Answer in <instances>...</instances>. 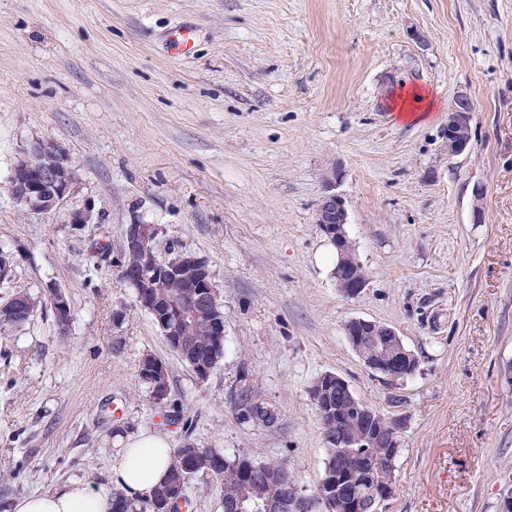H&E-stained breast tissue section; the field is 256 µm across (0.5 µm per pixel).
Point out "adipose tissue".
Wrapping results in <instances>:
<instances>
[{"label":"adipose tissue","instance_id":"1","mask_svg":"<svg viewBox=\"0 0 512 512\" xmlns=\"http://www.w3.org/2000/svg\"><path fill=\"white\" fill-rule=\"evenodd\" d=\"M172 454L165 437L139 434L125 441L123 452L108 472L107 487L94 490L71 481L50 492L21 497L8 512H112L111 487L123 489L133 501L146 498L166 477Z\"/></svg>","mask_w":512,"mask_h":512}]
</instances>
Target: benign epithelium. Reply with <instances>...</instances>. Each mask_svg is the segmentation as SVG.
Listing matches in <instances>:
<instances>
[{
    "instance_id": "7a95c632",
    "label": "benign epithelium",
    "mask_w": 512,
    "mask_h": 512,
    "mask_svg": "<svg viewBox=\"0 0 512 512\" xmlns=\"http://www.w3.org/2000/svg\"><path fill=\"white\" fill-rule=\"evenodd\" d=\"M474 102L466 95L457 96L448 107V153L463 152L470 141V115ZM76 181L75 165L69 154L53 141L33 139L21 150V156L8 178L13 198L35 214H45L57 209L69 196ZM347 208L343 197L327 187L321 197L316 224L335 245L339 261L334 275L338 288L348 296L357 294L365 285L357 270L346 257L349 242L343 227L347 224ZM158 227L138 222L128 225L123 241V253L132 261L120 266L121 278L140 289L136 294L139 306L149 313L169 347L192 357V371L200 381L206 380L211 366L205 358L192 350L188 340L189 328L198 324L208 311L217 308V300L210 273L196 257L182 254L172 259H162L156 250ZM169 281L181 283L180 295L167 297L161 289ZM52 303L56 315L57 332L67 336L70 332V305L59 290H52ZM36 305L28 298L14 294L0 301V327H18L34 314ZM210 316V315H208ZM211 335L217 337L216 345H223L224 317L210 316ZM345 335L353 349L361 352L364 346L371 348L372 357L364 359L365 365L381 374L390 382L398 381L406 372H413L417 359L407 351L396 331L388 326L365 320L352 319L345 324ZM140 372L149 382L151 393L163 399L168 393V374L165 365L152 355L145 356ZM317 383L336 391V403H323L319 414L323 416L328 438L338 448H361L363 438L359 430L346 429L342 414L348 409L352 395L344 379L333 373H325ZM404 422L393 417L385 430L369 432L371 441L382 448L399 445ZM363 461L342 460L336 465L326 487L336 490V499L345 512H374L377 503L390 495L391 484L383 481L376 493L359 494L353 484L361 471ZM315 496L305 495L290 488L277 500H266L251 505L254 512H313Z\"/></svg>"
}]
</instances>
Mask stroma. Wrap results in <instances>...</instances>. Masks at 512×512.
<instances>
[{
  "label": "stroma",
  "instance_id": "1",
  "mask_svg": "<svg viewBox=\"0 0 512 512\" xmlns=\"http://www.w3.org/2000/svg\"><path fill=\"white\" fill-rule=\"evenodd\" d=\"M413 89L429 111L397 110ZM460 94L475 110L452 155ZM36 138L76 165L41 215L8 188ZM330 186L365 271L352 297L315 222ZM86 206L100 223H71ZM140 221L161 258L208 268L224 356L206 380L120 277ZM0 251V299L37 302L0 333V512L67 481L105 486L119 437L142 432L285 462L313 493L327 450L310 389L330 372L406 421L377 512H498L512 491V0H0ZM354 318L395 329L414 375L368 369L344 334ZM148 354L169 369L161 401L139 375ZM256 401L273 422L251 418ZM474 102L466 95H458L448 108V152L462 153L470 141V115ZM52 303L56 315L58 335L65 337L70 332V305L66 296L59 290H52Z\"/></svg>",
  "mask_w": 512,
  "mask_h": 512
}]
</instances>
